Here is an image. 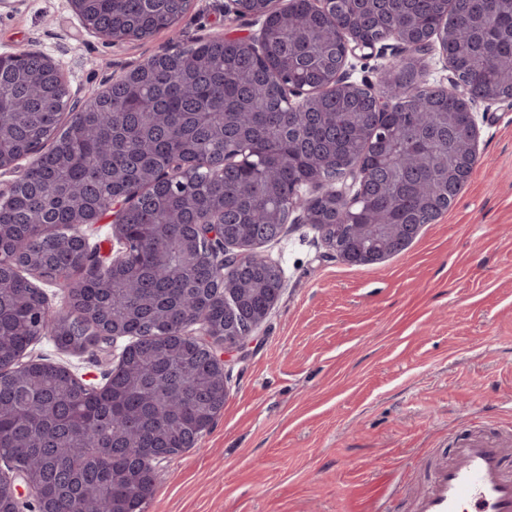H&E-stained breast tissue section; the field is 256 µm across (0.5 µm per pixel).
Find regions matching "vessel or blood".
I'll list each match as a JSON object with an SVG mask.
<instances>
[{
	"instance_id": "1",
	"label": "vessel or blood",
	"mask_w": 512,
	"mask_h": 512,
	"mask_svg": "<svg viewBox=\"0 0 512 512\" xmlns=\"http://www.w3.org/2000/svg\"><path fill=\"white\" fill-rule=\"evenodd\" d=\"M412 512H512V437L464 435L436 461Z\"/></svg>"
}]
</instances>
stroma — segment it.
Returning a JSON list of instances; mask_svg holds the SVG:
<instances>
[{"mask_svg":"<svg viewBox=\"0 0 512 512\" xmlns=\"http://www.w3.org/2000/svg\"><path fill=\"white\" fill-rule=\"evenodd\" d=\"M224 2L193 0L175 30L113 45L68 0H10L0 55L44 52L88 99L173 42L254 35ZM407 55L385 42L351 78L379 86ZM476 120L471 179L402 253L347 265L299 222L262 245L284 271L280 298L245 351L225 352L224 407L194 447L155 464L145 512H410L431 459L468 431L512 432V101ZM122 348L38 342L27 356L97 386Z\"/></svg>","mask_w":512,"mask_h":512,"instance_id":"1","label":"stroma"}]
</instances>
